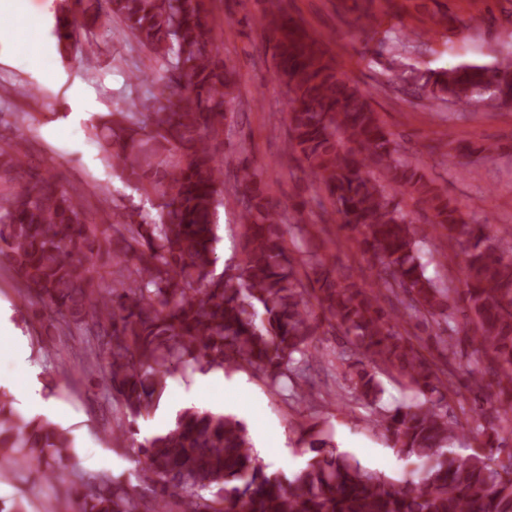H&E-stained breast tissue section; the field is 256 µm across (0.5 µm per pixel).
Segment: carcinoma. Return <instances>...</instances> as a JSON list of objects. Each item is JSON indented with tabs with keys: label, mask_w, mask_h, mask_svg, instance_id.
I'll return each mask as SVG.
<instances>
[{
	"label": "carcinoma",
	"mask_w": 512,
	"mask_h": 512,
	"mask_svg": "<svg viewBox=\"0 0 512 512\" xmlns=\"http://www.w3.org/2000/svg\"><path fill=\"white\" fill-rule=\"evenodd\" d=\"M149 60L170 73L166 104L111 112L93 126L101 159L127 185L159 200L156 212L112 198V223L89 224L59 182L38 173L23 135L0 138V258L25 300L48 321L76 330L82 362L112 397L120 444L158 406L178 368L251 369L277 394L312 404L310 370L320 328L342 339L336 362L357 403L375 407L372 427L416 464L397 481L363 467L316 426L292 478L254 454L245 424L195 406L138 442L129 477L83 478L70 432L22 414L0 390V477L73 475L54 512H512V238L486 232L435 185L399 143L320 41L281 8L266 15L277 79L288 98L287 149L318 181L343 227L355 233L374 275L368 288L336 269L316 221L281 223L270 185L244 165L235 184L241 205V258L219 272L215 251L224 186L217 141L237 98L235 67L220 56L204 0H103ZM60 0L53 34L63 49L80 30L74 5ZM386 83L432 108L460 112L512 106V49L490 62L422 68L392 49ZM455 164L465 147H431ZM432 213L413 222L404 197ZM464 256L458 290L426 275L446 254L423 252L435 229ZM424 332L438 355L421 352ZM479 365L467 379L453 364ZM396 376L408 403L378 405L379 376ZM493 378L496 398L486 393ZM457 404L464 418L455 414ZM483 437L468 454L463 429Z\"/></svg>",
	"instance_id": "carcinoma-1"
}]
</instances>
